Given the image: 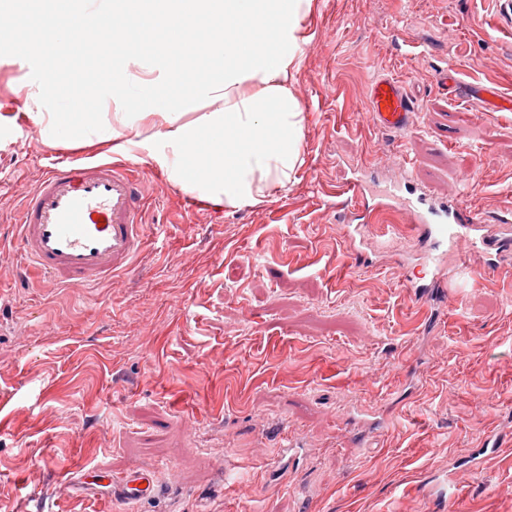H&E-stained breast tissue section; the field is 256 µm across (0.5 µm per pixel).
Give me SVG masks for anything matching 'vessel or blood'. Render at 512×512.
Instances as JSON below:
<instances>
[{
	"mask_svg": "<svg viewBox=\"0 0 512 512\" xmlns=\"http://www.w3.org/2000/svg\"><path fill=\"white\" fill-rule=\"evenodd\" d=\"M494 35L512 38V0H493ZM115 43L112 18L100 15L92 64L104 78L112 76ZM369 121L381 130L403 129L415 105L392 78L376 77L367 88ZM145 176L127 165L93 160H63L53 164L28 193L18 217L17 245L22 260L49 282L78 291L131 270L148 227L142 221ZM413 227L435 245L467 242L485 251L501 249L505 239L499 226L483 222L463 202L436 210L428 223L422 207L410 206ZM447 276L435 269L429 281L414 284L410 296L426 307ZM157 482L152 469L130 472L119 486L124 499L138 501Z\"/></svg>",
	"mask_w": 512,
	"mask_h": 512,
	"instance_id": "b4317fda",
	"label": "vessel or blood"
}]
</instances>
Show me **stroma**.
Listing matches in <instances>:
<instances>
[{"mask_svg":"<svg viewBox=\"0 0 512 512\" xmlns=\"http://www.w3.org/2000/svg\"><path fill=\"white\" fill-rule=\"evenodd\" d=\"M475 0H314L294 90L304 166L264 204L198 208L147 153L32 123L31 64L0 51V512H512V250L497 276L447 256L438 322L412 217L343 265L344 227L412 159V195L512 219V41ZM454 70L470 94L443 92ZM396 77L420 103L405 131L367 121L366 87ZM132 159L147 175L135 270L80 296L23 279L12 220L62 158ZM472 174L466 186L464 174ZM359 179L370 190L337 197ZM301 440L290 459L284 435ZM157 469L130 503L117 481ZM406 288H413L410 290L409 296L417 304V307L424 310L437 291V288H447V276L437 265L429 281L423 283L411 282Z\"/></svg>","mask_w":512,"mask_h":512,"instance_id":"stroma-1","label":"stroma"}]
</instances>
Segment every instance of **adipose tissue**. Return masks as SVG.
Segmentation results:
<instances>
[{
  "mask_svg": "<svg viewBox=\"0 0 512 512\" xmlns=\"http://www.w3.org/2000/svg\"><path fill=\"white\" fill-rule=\"evenodd\" d=\"M313 0H103L123 41L112 119L100 102L60 95L62 63L37 69L31 99L47 134L72 131L147 152L169 181L215 207L265 203L304 163L305 114L293 88ZM80 15L70 26L62 15ZM86 0H13L10 38L92 39Z\"/></svg>",
  "mask_w": 512,
  "mask_h": 512,
  "instance_id": "1",
  "label": "adipose tissue"
}]
</instances>
